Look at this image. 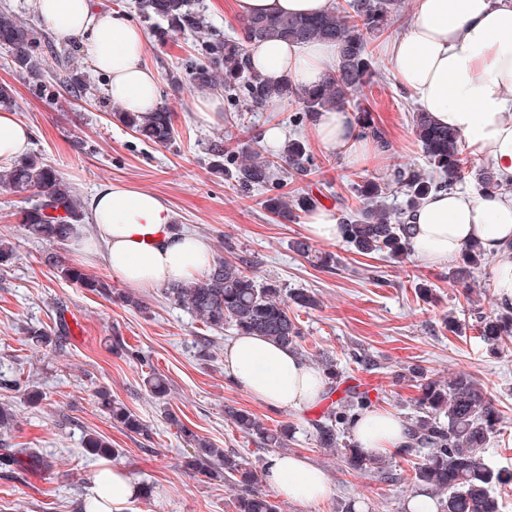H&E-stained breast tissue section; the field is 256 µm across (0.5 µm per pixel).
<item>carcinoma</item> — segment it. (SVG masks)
<instances>
[{"label":"carcinoma","mask_w":512,"mask_h":512,"mask_svg":"<svg viewBox=\"0 0 512 512\" xmlns=\"http://www.w3.org/2000/svg\"><path fill=\"white\" fill-rule=\"evenodd\" d=\"M398 6L399 0H346L318 16H254L243 20L240 38L210 40L206 37L202 11L194 9L189 0H138L142 16L166 23L159 28L160 38L190 33L199 39L201 58L185 62L184 74L171 75L172 84L187 83L205 89L216 86L220 79L224 89L241 91L245 105L251 109L294 100L301 104L303 118L310 121L324 110L347 109L355 93L375 82L376 65L367 35L387 32ZM268 40L334 42L339 48L336 69L322 83L308 89H299L287 80L269 82L253 71L245 50L247 45ZM0 44L11 50L12 62L19 72L35 82L40 81L42 68L35 55L37 41L27 26L10 13H0ZM112 116L148 142L166 146L174 139L172 114L162 107L154 112H114ZM356 120L364 135L381 148L387 147L369 111L357 110ZM412 129L432 174L407 177L402 170L395 169L393 182L404 188L406 196L397 216L376 203L384 186L375 181L357 185L355 196L360 206L350 218L342 221V234L343 240L360 254L383 251L394 258L406 257L410 252L411 225L405 223L403 215L430 191L452 190L464 178L465 161L456 132L436 125L426 113L419 111L412 114ZM255 144L253 138L221 139L213 141L208 151L215 168L222 170L227 163L234 166L228 175L245 189L269 183L279 168L287 167L301 175L311 170L312 157L300 140L290 139L272 153ZM0 182L15 192H32L37 196L36 202L22 215L26 230L37 239L62 243L68 239L74 225L83 223L84 213L70 183L35 154L14 161L11 167L1 171ZM473 188L475 193L484 195L505 191L509 186L498 178L494 169L486 168L477 174ZM316 206L317 199L302 193L266 200L270 213L291 222L298 213ZM292 248L305 257L314 256L322 266L334 262L329 253H312V247L303 239L293 241ZM488 262L489 257L480 244L473 242L461 252L452 276L457 282L465 283L475 270ZM46 263L56 268L63 278L92 292L107 297L111 294L108 283L86 275L80 267L56 255L47 257ZM168 294L208 329L222 330L228 325L238 335L263 336L296 352L301 329L290 315V304L309 309L317 305L314 295L304 291L287 295L277 282H260L243 262L225 258L215 261L201 279L176 284L168 289ZM478 332L494 349L506 343L512 338V308L480 317ZM68 335V323L62 315L51 334L40 328L29 330L33 346L41 349L62 344ZM112 349L130 360L143 362L140 352L118 336L112 339ZM407 371L417 382L418 396L410 445L404 452L422 455V461L414 466L413 483L440 495L438 512H500L491 486L512 485V469H496L484 455L489 439L500 424V412L493 399L467 373H458L445 383L424 375L418 366H410ZM145 384L153 397L167 395L168 382L163 376L152 372L145 377ZM369 403L368 393L350 387L345 390V396L337 399L335 406L314 423L319 447L341 450L347 464L356 471H370L380 464V460L345 436L356 411ZM100 406L125 431L149 436V426L140 416L110 394L100 393ZM228 415L238 431L258 438L264 446L281 448L285 445L288 425L271 429L244 409H231ZM15 419L12 407L0 403L1 436L12 431ZM179 429L193 450L184 463L185 468L195 476L233 483L238 488L233 502L235 512H280L278 504L261 489L257 470L224 454V449L215 447L189 428L181 425ZM84 447L98 456L109 457L117 452L95 434L86 435ZM26 455L34 459L26 448H3L0 468L19 467Z\"/></svg>","instance_id":"1"}]
</instances>
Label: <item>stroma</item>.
I'll use <instances>...</instances> for the list:
<instances>
[{
  "label": "stroma",
  "mask_w": 512,
  "mask_h": 512,
  "mask_svg": "<svg viewBox=\"0 0 512 512\" xmlns=\"http://www.w3.org/2000/svg\"><path fill=\"white\" fill-rule=\"evenodd\" d=\"M136 2L97 0L101 7L125 14L147 35L144 60L156 75L159 105L174 119L175 139L166 148L142 141L114 119L107 80L92 69L81 40H60L31 0H0V12L16 14L38 41L43 73L38 84L15 71L8 48L0 45V84L12 90V108L31 134L30 152L70 182L79 200H87L105 182L151 191L168 202L179 230L208 240L215 257L247 260L259 280L278 281L285 292L313 293L318 307L290 309L301 327L304 360L312 366L325 356L335 360L346 383L378 381L371 395L373 408L407 422L413 419L418 390L402 377L408 365H419L443 381L461 371L471 374L501 415L486 454L495 466L512 469V343L490 350L476 330L477 314L499 309L489 267L476 271V289L470 292L449 279V266L429 267L411 256H364L340 241L319 243V250L335 254L336 263L318 268L291 248L292 241L307 236L303 221L279 220L265 207L268 197L283 192L322 191L326 206L346 218L356 206L353 184L369 180L387 183L378 203L394 212L403 199L401 189L389 185L394 169L428 171L411 129L417 105L392 76L384 52L388 40L406 32L414 0H403L386 35L369 39L382 77L356 100L371 112L388 146L376 149L362 165L321 150L311 124L293 123L299 105L292 101L244 113L237 99L217 87L213 93L224 103L223 122H198L194 112L199 89L177 87L168 79L172 66L195 57L194 37L159 40L154 22L141 17ZM75 72L87 79L79 99L66 84ZM272 126L281 129L283 138L307 143L314 161L310 175L284 174L273 184L245 190L212 168L207 151L211 140L263 134ZM34 202L32 195L0 186V236L14 248L11 262L0 266V401L17 412L7 446L35 451L45 463L13 472L0 469V512H79L78 503L88 495L95 475L112 467L124 469L137 486L150 488L149 497L137 498V512H234V485L202 481L184 468L190 448L179 432L187 426L263 469L273 449L239 432L227 414L231 408L248 410L272 428L289 425L286 453L307 458L333 486L331 496L317 505L280 500L281 512H408L413 457L388 452L382 456L383 471L351 469L341 454L315 442L313 423L326 412L328 401L312 408H272L230 381L224 372V346L234 330H208L175 305L162 287L132 292L114 280L111 296L105 297L61 277L46 264L48 253L93 276L101 278L105 272L71 244L30 237L20 217ZM423 284L430 290L424 299L416 293ZM129 293L143 300L144 308L123 303ZM62 311L77 323L78 333L67 336L60 351L32 346L28 328L53 330ZM116 335L138 348L144 363L115 354L110 341ZM204 338L211 343L208 360L198 354ZM359 353L370 357V365L354 363ZM151 371L169 382L171 391L164 399H154L144 387ZM15 379L24 381L25 389L11 388ZM30 386L42 393V400L30 401ZM102 389L141 416L150 436L127 433L113 423L99 405ZM87 431L106 438L118 449V457L86 453L82 437Z\"/></svg>",
  "instance_id": "obj_1"
}]
</instances>
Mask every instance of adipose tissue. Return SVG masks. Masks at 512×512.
<instances>
[{
  "label": "adipose tissue",
  "instance_id": "adipose-tissue-1",
  "mask_svg": "<svg viewBox=\"0 0 512 512\" xmlns=\"http://www.w3.org/2000/svg\"><path fill=\"white\" fill-rule=\"evenodd\" d=\"M36 13L63 40L81 39L92 68L107 79V93L127 112L158 104L154 73L143 61L146 35L124 15L95 7L93 0H33ZM334 0H233L238 16L320 14ZM394 78L420 111L455 130L472 155L490 160L512 181V0H414L406 33L385 47ZM250 65L269 81L287 78L299 87L317 84L337 61L330 42L272 40L249 49ZM321 148L350 164L365 162L369 146L349 112L327 110L315 122ZM28 128L15 112L0 108V162L25 154ZM90 237L77 247L101 263L111 279L131 288H158L200 278L213 262L207 242L173 228V211L158 195L119 183L100 185L89 197ZM414 227L411 252L436 267L478 242L490 255L498 302L512 307V197L468 191L431 192L405 216ZM224 371L255 399L277 408L310 406L323 398L327 381L288 349L260 336L239 335L224 348ZM353 439L372 452L409 442L402 419L371 409L350 426ZM279 496L317 503L331 486L308 459L277 454L264 469ZM97 512H134L138 489L120 468L101 471L92 483Z\"/></svg>",
  "mask_w": 512,
  "mask_h": 512
}]
</instances>
